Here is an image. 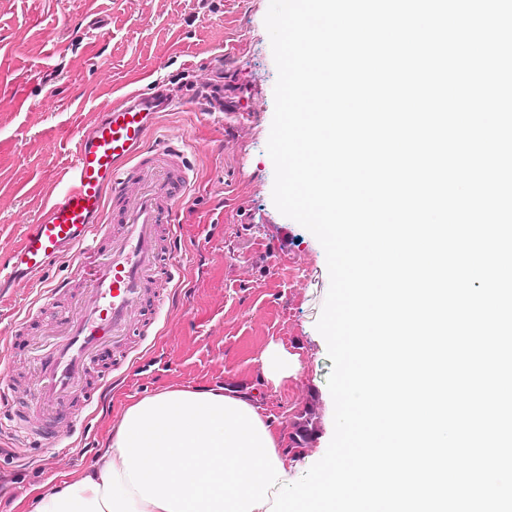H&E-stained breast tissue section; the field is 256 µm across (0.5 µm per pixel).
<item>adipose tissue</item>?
I'll return each mask as SVG.
<instances>
[{
  "label": "adipose tissue",
  "instance_id": "adipose-tissue-1",
  "mask_svg": "<svg viewBox=\"0 0 512 512\" xmlns=\"http://www.w3.org/2000/svg\"><path fill=\"white\" fill-rule=\"evenodd\" d=\"M261 403L223 386L165 389L123 411L84 468L21 500L22 512H266L298 467Z\"/></svg>",
  "mask_w": 512,
  "mask_h": 512
}]
</instances>
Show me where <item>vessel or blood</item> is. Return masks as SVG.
Here are the masks:
<instances>
[{"instance_id": "b4317fda", "label": "vessel or blood", "mask_w": 512, "mask_h": 512, "mask_svg": "<svg viewBox=\"0 0 512 512\" xmlns=\"http://www.w3.org/2000/svg\"><path fill=\"white\" fill-rule=\"evenodd\" d=\"M174 99L146 93L128 96L99 112L78 134L59 190L27 225L21 246L6 262L4 284L38 282L51 262L85 250L90 240L108 236L106 256H90L71 265L70 280L85 289L77 314H60L65 338L39 361L36 399L56 410L69 407L76 387L88 377L95 355L104 346L124 351L141 324L147 290L156 279H172V262L160 238L175 242L180 208L190 184L187 144L157 136L163 111ZM135 191H128L129 183ZM117 232H109V225ZM13 389L0 379V414L19 436L23 449L53 447L56 430L12 406Z\"/></svg>"}]
</instances>
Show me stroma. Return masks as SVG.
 <instances>
[{
	"label": "stroma",
	"mask_w": 512,
	"mask_h": 512,
	"mask_svg": "<svg viewBox=\"0 0 512 512\" xmlns=\"http://www.w3.org/2000/svg\"><path fill=\"white\" fill-rule=\"evenodd\" d=\"M269 0H0V264L71 159L73 140L110 101L156 88L176 99L160 134L189 141L194 170L181 214L175 278L160 314H145L128 359L100 352L92 382L101 405L72 396L83 428L56 447L15 459L0 429V512L57 472L93 461L132 401L170 387L236 383L254 390L282 429L314 410L318 429L299 457L325 454L333 436L332 367L316 329L329 287L317 238L272 199L266 147L277 70L264 19ZM73 283L24 333L13 324L39 288L0 292V374L32 400L38 346L57 314L76 312ZM272 343L299 361L273 382L259 356Z\"/></svg>",
	"instance_id": "obj_1"
}]
</instances>
